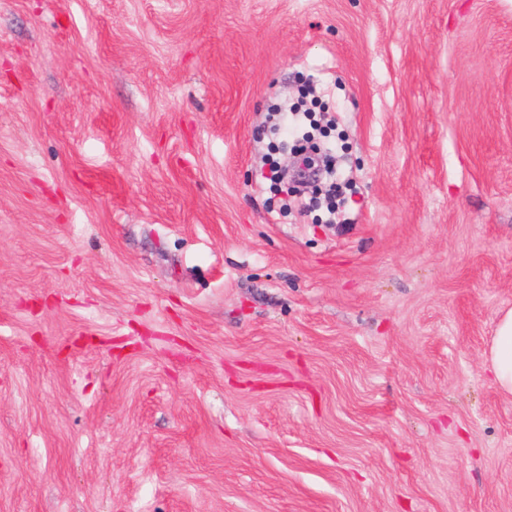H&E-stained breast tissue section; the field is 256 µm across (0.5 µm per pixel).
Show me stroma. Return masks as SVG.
<instances>
[{"instance_id": "stroma-1", "label": "stroma", "mask_w": 512, "mask_h": 512, "mask_svg": "<svg viewBox=\"0 0 512 512\" xmlns=\"http://www.w3.org/2000/svg\"><path fill=\"white\" fill-rule=\"evenodd\" d=\"M509 309L512 0H0V512H512ZM270 170V180L272 182L271 188H275L278 192L283 191L282 187L286 188L287 194L291 197H300L304 192L297 189L295 186H291L288 183V173L284 167H282L278 158H272L266 160ZM485 358L499 390L512 396V309L499 318Z\"/></svg>"}]
</instances>
